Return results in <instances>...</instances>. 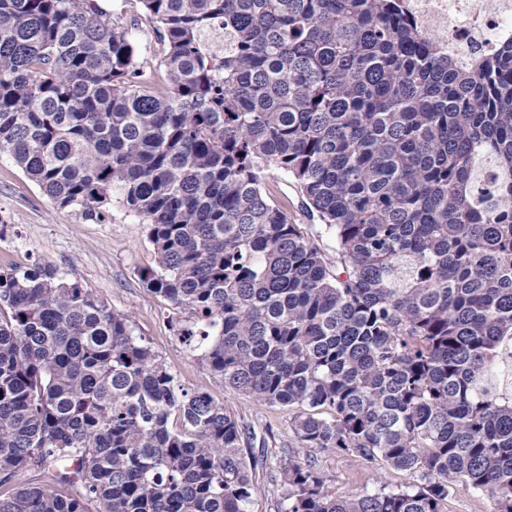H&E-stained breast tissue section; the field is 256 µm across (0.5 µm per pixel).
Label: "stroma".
<instances>
[{"label":"stroma","mask_w":512,"mask_h":512,"mask_svg":"<svg viewBox=\"0 0 512 512\" xmlns=\"http://www.w3.org/2000/svg\"><path fill=\"white\" fill-rule=\"evenodd\" d=\"M99 4L107 16L120 19L153 81L162 82L159 63L165 46L157 24L124 0H99ZM265 184L283 204L290 221L311 227L314 219L285 175L269 170ZM38 263L50 264L60 277L91 289L111 311L130 315L136 334L171 370L178 385L209 393L239 423L250 427L259 487L251 512H279L282 489L277 470L291 454L312 462L323 474L328 493L338 497L416 483L414 472L387 467L369 470L350 455L301 448L287 412L226 391L178 334V324L188 320V311L149 292L141 281L142 270L154 264L146 225L118 202L101 222L85 217L77 208L60 206L8 154L1 153L0 268Z\"/></svg>","instance_id":"stroma-1"}]
</instances>
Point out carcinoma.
I'll list each match as a JSON object with an SVG mask.
<instances>
[{
    "instance_id": "carcinoma-1",
    "label": "carcinoma",
    "mask_w": 512,
    "mask_h": 512,
    "mask_svg": "<svg viewBox=\"0 0 512 512\" xmlns=\"http://www.w3.org/2000/svg\"><path fill=\"white\" fill-rule=\"evenodd\" d=\"M125 2L160 26L165 89L97 0H0V152L62 207L147 224L142 282L224 389L302 448L419 473L336 497L290 456L280 512H448L457 489L512 512V39L462 70L401 0ZM247 441L92 290L0 269V512H250ZM266 189L280 201L293 224H303L304 230L315 231L319 228L316 217L313 218L302 202L301 195L296 186L281 172L269 170L266 180Z\"/></svg>"
}]
</instances>
